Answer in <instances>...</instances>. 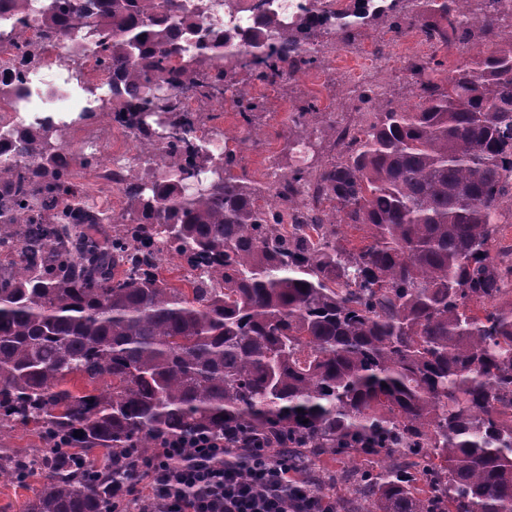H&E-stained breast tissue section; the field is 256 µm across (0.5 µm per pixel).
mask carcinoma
<instances>
[{
	"mask_svg": "<svg viewBox=\"0 0 512 512\" xmlns=\"http://www.w3.org/2000/svg\"><path fill=\"white\" fill-rule=\"evenodd\" d=\"M238 10L0 0L1 17H33L31 33L0 29L19 55L0 112L31 95L24 75L64 41L68 79L88 94L68 121L0 126V247L19 250L0 256V432L33 423L45 443L0 453V474L44 476L25 512H112L124 475L92 469L97 450L120 458L207 434L309 460L387 457L326 483L339 512H512V245L499 237L512 206V35L484 0H354L288 17L256 0L249 26L204 23ZM378 23L392 43L417 27L432 45L402 64L418 102L379 109L372 85H353L358 134L327 163L291 168L280 200L235 173L237 149L197 137L233 85L243 131L257 129L270 101L239 75L278 88L322 66V34L351 47ZM465 46L445 70L438 53ZM89 53L102 95L83 79ZM319 111L306 99L289 113L297 143ZM105 117L166 167L158 178L130 166L119 213L73 181L103 158L70 154L65 139ZM344 224L367 243L342 244ZM174 256L181 286L160 274ZM77 375L89 389L68 386Z\"/></svg>",
	"mask_w": 512,
	"mask_h": 512,
	"instance_id": "1",
	"label": "carcinoma"
}]
</instances>
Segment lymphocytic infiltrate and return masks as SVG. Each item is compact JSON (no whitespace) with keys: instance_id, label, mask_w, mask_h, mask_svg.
Returning a JSON list of instances; mask_svg holds the SVG:
<instances>
[{"instance_id":"obj_1","label":"lymphocytic infiltrate","mask_w":512,"mask_h":512,"mask_svg":"<svg viewBox=\"0 0 512 512\" xmlns=\"http://www.w3.org/2000/svg\"><path fill=\"white\" fill-rule=\"evenodd\" d=\"M131 482L113 512H335L333 501L296 483V462L267 449L240 450L200 436L130 455Z\"/></svg>"}]
</instances>
